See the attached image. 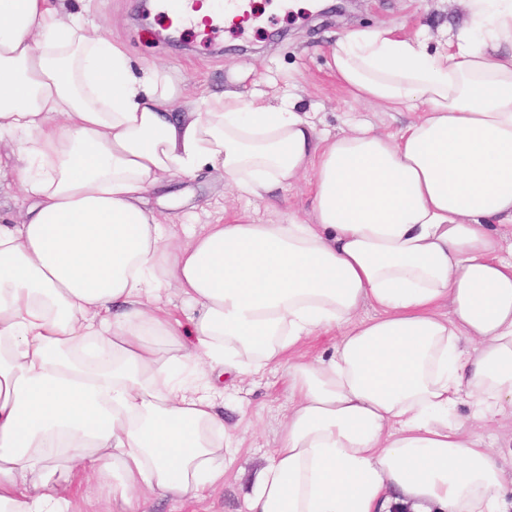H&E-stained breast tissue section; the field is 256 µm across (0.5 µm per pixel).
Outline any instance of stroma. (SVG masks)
I'll return each mask as SVG.
<instances>
[{"label": "stroma", "mask_w": 512, "mask_h": 512, "mask_svg": "<svg viewBox=\"0 0 512 512\" xmlns=\"http://www.w3.org/2000/svg\"><path fill=\"white\" fill-rule=\"evenodd\" d=\"M273 0H254L258 24L182 29L176 39L165 32V15H144V0H68L70 11L100 21L104 32L120 42L133 71L148 65L166 67L189 89H238L247 94H294L302 111L311 113L322 136H335L358 121L369 122L376 132L393 134L411 118L353 99L329 67L330 44L356 29L395 28L401 34H424L429 51L441 50L448 36L468 25L461 0H350L345 12L321 13L319 0H290L275 12ZM184 198L163 207L166 223L185 234L231 215L256 218L307 219L311 191L308 179L265 198L239 194L202 175L183 180ZM218 386L234 410L224 423L241 443L224 486L197 502H169L158 512H247L244 494L253 472L271 453L286 406L288 379L272 370L263 377L238 381L227 378Z\"/></svg>", "instance_id": "stroma-1"}]
</instances>
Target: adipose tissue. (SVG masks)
<instances>
[{"label": "adipose tissue", "instance_id": "ef3b65f1", "mask_svg": "<svg viewBox=\"0 0 512 512\" xmlns=\"http://www.w3.org/2000/svg\"><path fill=\"white\" fill-rule=\"evenodd\" d=\"M464 2L480 37L434 55L338 38L353 97L416 116L327 138L294 100L132 71L65 0H0V144L29 200L0 224V512L205 498L234 463L212 375L271 367L288 412L248 512H507L512 471L451 415L512 412V0ZM204 171L256 197L311 176L310 218L178 238L148 198ZM328 329L330 359L286 362Z\"/></svg>", "mask_w": 512, "mask_h": 512}]
</instances>
